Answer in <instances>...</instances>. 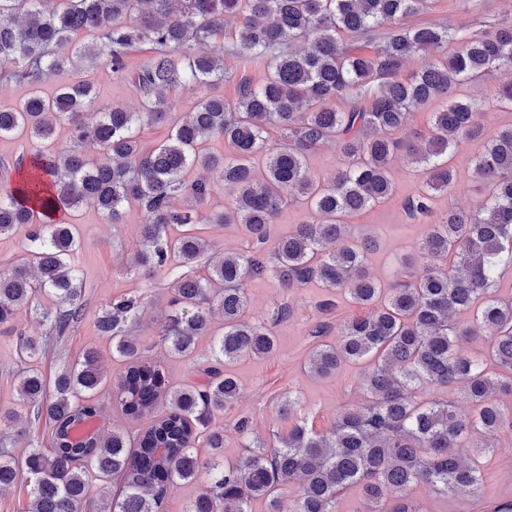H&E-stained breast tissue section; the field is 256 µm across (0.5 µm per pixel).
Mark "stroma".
Masks as SVG:
<instances>
[{
  "mask_svg": "<svg viewBox=\"0 0 512 512\" xmlns=\"http://www.w3.org/2000/svg\"><path fill=\"white\" fill-rule=\"evenodd\" d=\"M417 20L447 25L467 23L476 29L510 25L512 0H436L433 9L418 15ZM91 79L98 93L91 105L92 111L115 104L137 109L139 93L126 80L113 75L108 67L98 66ZM508 81H512V70L496 75L491 83L472 84L463 90L467 98L483 108L487 131L512 125V111L499 110L493 97L497 84ZM479 148L476 142L459 146L453 157L459 174L457 189L452 195L436 198V215H444L451 207L475 211L484 203L486 194L474 183L471 166V159ZM392 172L395 183L392 199L351 219L355 233H367L376 240L377 248L368 257V268L385 286L401 276L404 259L414 255L425 229L424 224L411 220L401 207L402 199L415 191L421 180L416 165L399 156L392 163ZM67 221L72 224L79 242L77 261L85 288L84 317L65 339L51 343L40 364L45 376H55L64 365L74 362L93 345L101 356L106 376L114 377L117 365L112 360V347L96 338L94 322L105 302L126 292H138L145 297L138 334L148 348V361L161 365L166 379L192 380L193 363L169 357L164 348L153 342L155 324L168 311V290L174 279L173 272L163 267L146 277L127 270L139 226L144 222L142 210L135 205L127 207L122 223L107 224L96 206L87 203L68 216ZM246 292L249 299L247 315L251 320L271 322L274 307L283 300L293 306L294 316L274 324L273 332L279 346L273 355L243 359L232 367L241 383V391L233 408L216 418L224 427V458L229 462L246 453L243 439L233 428L237 417H250L255 436L268 440L273 432L286 428L278 413V402L287 394L298 395L303 414L318 430L328 428L342 410L363 400L361 366L342 365L336 376L329 379L316 377L306 370L307 360L316 344L310 331L319 317L314 303L322 294L321 288L311 284L288 293L275 279L268 278L249 282ZM409 496L417 512H481L486 503L512 497V434L502 435L500 446L494 451L485 473L480 498L448 497L425 485L411 487Z\"/></svg>",
  "mask_w": 512,
  "mask_h": 512,
  "instance_id": "35a3bbf8",
  "label": "stroma"
}]
</instances>
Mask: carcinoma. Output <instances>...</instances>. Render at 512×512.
I'll use <instances>...</instances> for the list:
<instances>
[{
    "instance_id": "carcinoma-1",
    "label": "carcinoma",
    "mask_w": 512,
    "mask_h": 512,
    "mask_svg": "<svg viewBox=\"0 0 512 512\" xmlns=\"http://www.w3.org/2000/svg\"><path fill=\"white\" fill-rule=\"evenodd\" d=\"M430 2L0 0V15H12L0 22V64L14 65L10 77L29 86L25 99L0 108V139L44 144L17 163L25 176L0 197V238L22 231L27 240L25 258L0 271V326L16 334L24 364L16 398L0 407V427L7 432L21 422L19 435L34 425L50 430L47 442L22 456L4 447L11 435L0 441L1 495L23 482L28 512H165L175 486L205 474L185 512H251L259 500L268 502V512H280L282 493L293 485L298 494L288 512H337L339 497L354 486L370 505L366 512H417L407 490L420 484L479 496L499 435L512 433V297L498 295L500 279L512 272V126L499 129L471 160L475 182L488 190L486 204L472 213L450 208L441 222L427 225L417 259L405 263L412 273L395 285L384 288L369 274L367 257L377 242L351 235L348 224L393 196L391 165L400 153L422 175L403 209L412 218L430 215L437 194L457 184L454 151L485 132L482 109L459 89L512 69L511 26L473 31L406 22ZM228 18L241 19L230 34ZM80 35L91 40L81 42ZM140 43L152 44L157 55L132 71L128 54ZM226 53L267 67L260 83L237 74L232 101L202 94L230 76ZM414 54L422 56L420 68L401 76ZM86 61L131 82L142 97L138 111L117 104L89 111L95 92L82 76ZM63 72L78 78L43 95L44 80ZM176 88L196 96L191 111L179 115L169 103L167 92ZM435 102L428 133L408 131L410 114ZM144 121L169 127L167 139L149 150L139 135ZM62 126L69 131L64 143L57 141ZM272 127L281 129L282 142H269ZM220 138L227 154L205 151L207 141ZM88 139L107 151L108 161L82 154ZM329 141L344 166L321 183L307 162ZM193 169L212 180L190 178ZM215 181L230 191L222 211L206 209ZM291 197L313 219L275 235L272 224ZM89 200L112 224L132 204L144 212L132 270H182L158 341L185 358L210 339L204 382L169 384L159 366L144 361L134 335L144 298L134 292L106 303L95 323L121 366L113 382L99 371L94 347L51 382L33 366L50 339H63L83 319L78 243L72 225L56 214ZM205 224L234 225L250 249L211 263L200 235ZM172 226L179 227L174 236ZM269 275L287 290L318 284L324 294L316 308L323 314L335 309L338 291L361 309L340 325L336 342L315 345L308 369L329 378L344 363L363 364L366 401L317 432L298 416V400L284 399L287 431L248 442L240 460L226 462L224 427L215 416L232 407L240 390L227 366L277 348L273 331L246 316L245 285ZM25 309L42 310L45 337L19 327ZM481 335L484 350L462 348ZM454 385L463 389L469 412L448 399L414 395L421 386ZM103 393L129 416L159 419L134 437L108 429L99 424Z\"/></svg>"
}]
</instances>
